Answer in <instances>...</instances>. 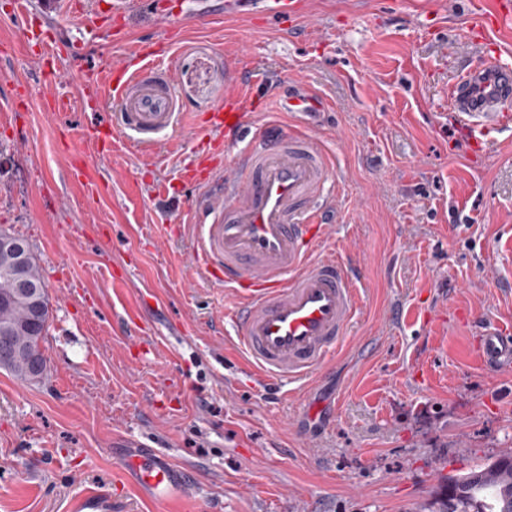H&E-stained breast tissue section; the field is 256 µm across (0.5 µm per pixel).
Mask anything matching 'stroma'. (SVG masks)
Wrapping results in <instances>:
<instances>
[{"label": "stroma", "mask_w": 512, "mask_h": 512, "mask_svg": "<svg viewBox=\"0 0 512 512\" xmlns=\"http://www.w3.org/2000/svg\"><path fill=\"white\" fill-rule=\"evenodd\" d=\"M178 2L184 109L204 117L240 67L329 104L315 133L341 177L325 250L362 280L360 311L289 394L241 372L233 292L193 273L175 232L197 202L179 169L202 137L98 155L80 114L43 99L79 97L86 69L120 57L108 27L28 0L55 44L42 72L0 0V227L28 241L50 303L43 376L0 369V512H75L92 490L107 512H427L445 477L512 450V374L475 353L483 324L512 325V132L475 161L448 127V84L482 58L463 37L472 0H310L285 36L257 0L233 19L224 0ZM76 157L95 198L69 175ZM122 441L190 471L192 498L143 499L120 475Z\"/></svg>", "instance_id": "stroma-1"}]
</instances>
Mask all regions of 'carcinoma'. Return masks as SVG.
I'll return each mask as SVG.
<instances>
[{"label":"carcinoma","mask_w":512,"mask_h":512,"mask_svg":"<svg viewBox=\"0 0 512 512\" xmlns=\"http://www.w3.org/2000/svg\"><path fill=\"white\" fill-rule=\"evenodd\" d=\"M14 292L11 258L0 251V332L8 329L12 336L27 338L29 349L39 355L49 312H44L39 325L31 326L30 310ZM0 368L22 382L31 381L27 359L2 348ZM431 512H512V453L499 455L464 475L446 478Z\"/></svg>","instance_id":"obj_1"}]
</instances>
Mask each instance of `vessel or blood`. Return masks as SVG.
Wrapping results in <instances>:
<instances>
[{
	"label": "vessel or blood",
	"mask_w": 512,
	"mask_h": 512,
	"mask_svg": "<svg viewBox=\"0 0 512 512\" xmlns=\"http://www.w3.org/2000/svg\"><path fill=\"white\" fill-rule=\"evenodd\" d=\"M263 3L264 14L284 32L310 15L307 0ZM476 14L467 36L482 45L483 60L449 86L448 123L478 157L491 132L512 128L505 107L512 100V53L489 37L512 26V0H478ZM155 18L165 29L155 48L113 31V43L125 48L119 62L86 73L78 100L51 97L52 111L89 116L99 155L125 146L154 151L171 130L194 123L174 93L175 47L167 34L176 23L162 8ZM263 83L260 74L234 72L223 102L211 110L206 129L212 150L189 160L183 176L199 199L179 222L194 243L195 270L235 292L237 304L226 315L247 367L288 386L327 366L348 333L360 294L343 260L317 252L326 234L322 209L335 201L331 157L307 124L288 128L255 119L265 103ZM110 102L116 111H107ZM230 149L238 164L228 175L223 162ZM478 352L487 369L511 372L512 330L486 326ZM121 473L154 501L187 496L192 487L189 472L153 448L123 455Z\"/></svg>",
	"instance_id": "b4317fda"
}]
</instances>
